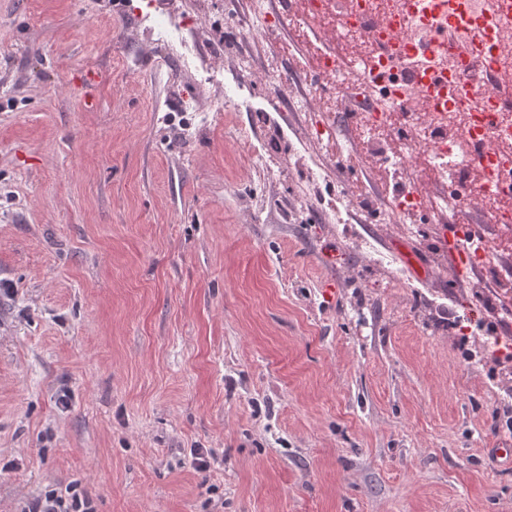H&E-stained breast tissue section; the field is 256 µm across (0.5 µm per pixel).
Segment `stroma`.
<instances>
[{
    "instance_id": "35a3bbf8",
    "label": "stroma",
    "mask_w": 512,
    "mask_h": 512,
    "mask_svg": "<svg viewBox=\"0 0 512 512\" xmlns=\"http://www.w3.org/2000/svg\"><path fill=\"white\" fill-rule=\"evenodd\" d=\"M154 2L0 0V512L71 486L95 512H512V366L454 328L503 293L438 225L400 235L355 129L349 166L267 78L339 101L332 22L274 0L287 56L227 26L250 0H177L190 70Z\"/></svg>"
}]
</instances>
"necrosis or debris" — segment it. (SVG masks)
Here are the masks:
<instances>
[{"instance_id":"1","label":"necrosis or debris","mask_w":512,"mask_h":512,"mask_svg":"<svg viewBox=\"0 0 512 512\" xmlns=\"http://www.w3.org/2000/svg\"><path fill=\"white\" fill-rule=\"evenodd\" d=\"M406 16L404 36L418 44L415 55L376 61L369 46L378 39V32L341 18L337 21L339 35L345 41L363 44L361 59L344 68L335 56L323 55L319 69L338 76L345 86L360 91L362 99L374 104V111L360 114L356 130L376 165L399 177L417 156H424L426 174L444 188L436 215L462 208L458 189L465 182L479 188L478 198L488 218L497 220V231L490 235L481 225H468L463 243L477 266L493 268L496 283L511 286L512 264L505 263L504 258L512 254V185L502 182L494 171L488 172L485 179H476L477 168L468 146L453 132L464 129L494 148L512 151V108L499 107L491 99L485 111H470L458 85L452 83L448 92L457 99L455 108L448 110L441 102L431 101L425 111L414 112L410 106L417 87L403 82L402 76L430 69L464 72L476 56L485 59L488 70L504 78L511 76L512 52L506 51L505 44L512 39V0H418L416 13ZM446 21L453 24L452 40L445 46L430 44L432 24ZM280 27L269 0H251L248 14L234 22L235 30L247 38L272 39ZM403 128L410 135L397 155L388 149L385 139ZM419 194L416 186L405 185L386 199L384 209L391 223L401 225L407 236L415 233L417 217L425 211Z\"/></svg>"}]
</instances>
